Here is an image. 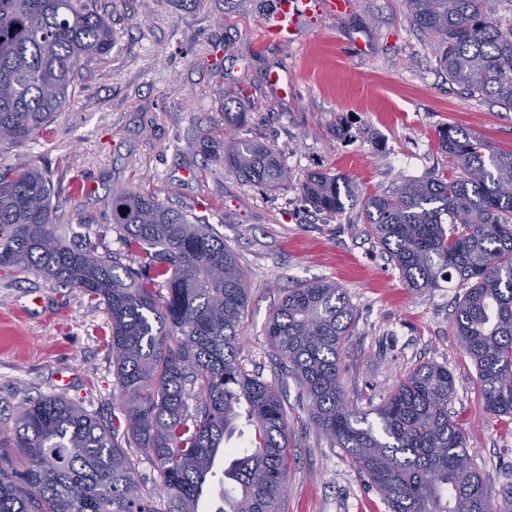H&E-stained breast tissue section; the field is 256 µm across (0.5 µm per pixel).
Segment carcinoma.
<instances>
[{"instance_id": "1", "label": "carcinoma", "mask_w": 512, "mask_h": 512, "mask_svg": "<svg viewBox=\"0 0 512 512\" xmlns=\"http://www.w3.org/2000/svg\"><path fill=\"white\" fill-rule=\"evenodd\" d=\"M432 35L448 79L512 109V31L484 0H407ZM114 36L96 0H0V142L19 145L71 106L86 62L106 58ZM456 175L408 179L363 196L349 178L311 173L316 210L363 208L379 247L410 288L458 279L453 331L474 361L485 411L512 416V150L458 125L439 132ZM224 162L249 182H288L274 149L241 139ZM112 223L138 253L134 265L91 238L56 230L51 172L20 161L0 168V276L37 273L104 306L123 418L92 416L58 395L0 419V512H205L202 490L240 417L249 448L224 469L216 512H282L290 472L288 424L274 385L238 362L246 276L224 237L156 196L114 189ZM355 312L339 286L290 288L266 328L285 370L303 388L312 421L346 450L391 512H512V489L490 502L465 435L448 413V368L416 366L374 414L342 393L338 351ZM160 477L143 490L138 457Z\"/></svg>"}]
</instances>
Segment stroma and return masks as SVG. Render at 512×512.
<instances>
[{"mask_svg": "<svg viewBox=\"0 0 512 512\" xmlns=\"http://www.w3.org/2000/svg\"><path fill=\"white\" fill-rule=\"evenodd\" d=\"M276 2L97 0L112 22L111 56L86 63L72 105L40 133L0 144V163L21 157L49 168L59 235L100 238L124 264V232L106 205L115 188L157 195L223 235L249 289L240 361L283 395L285 512H389L346 451L317 430L303 389L266 340L284 292L318 280L340 285L355 311L339 352L346 399L369 413L414 367L447 366L455 381L448 410L499 502L512 487V416L484 410L475 365L453 333L462 289L407 288L361 207L317 211L300 186L309 173L336 172L380 193L450 174L438 129L458 124L511 149L512 110L449 81L406 0H351L343 16H304L288 45L262 39ZM240 108L245 124L225 128V112ZM233 139L272 147L287 183L259 187L225 166ZM108 324L104 307L79 289L33 273L0 276V415L58 394L92 415L119 413Z\"/></svg>", "mask_w": 512, "mask_h": 512, "instance_id": "obj_1", "label": "stroma"}]
</instances>
